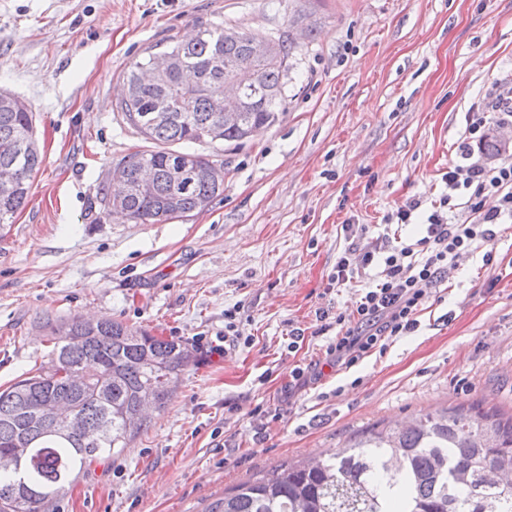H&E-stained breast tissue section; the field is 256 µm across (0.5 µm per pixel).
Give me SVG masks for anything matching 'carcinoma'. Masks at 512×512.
Returning a JSON list of instances; mask_svg holds the SVG:
<instances>
[{
    "instance_id": "obj_1",
    "label": "carcinoma",
    "mask_w": 512,
    "mask_h": 512,
    "mask_svg": "<svg viewBox=\"0 0 512 512\" xmlns=\"http://www.w3.org/2000/svg\"><path fill=\"white\" fill-rule=\"evenodd\" d=\"M226 27L205 28L166 53L173 69L167 82L146 85L139 72L151 58L133 62L126 74L120 109L136 131L162 148L126 156L118 167L127 183L107 179L102 202L134 224H158L209 209L224 192L209 179L214 161L167 144L238 142L257 127H272L284 116L283 90L292 43L276 39L279 51L252 54L256 34ZM185 64L199 82L186 88L178 79ZM246 71L253 83L234 119L216 110L217 97L232 71ZM0 168L16 170L0 187V230L13 223L28 199L42 155L33 112L19 97L0 92ZM150 169L155 190L135 188L142 168ZM51 364L0 389V457L16 445L27 448L20 474L0 467V512H55L74 471H86L106 454L124 447L127 423L146 427V406L157 410L195 362L193 345L163 339L118 320L90 322L80 317L50 327ZM72 404L84 421L73 433L62 419L41 423L44 406ZM409 494L402 496V487ZM207 512H512V416L502 419L477 405L425 413L411 424L370 430L325 458L282 464L265 476L241 483Z\"/></svg>"
}]
</instances>
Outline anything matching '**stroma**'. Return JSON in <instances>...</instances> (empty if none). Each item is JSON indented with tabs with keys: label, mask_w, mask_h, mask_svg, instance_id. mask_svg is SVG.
<instances>
[{
	"label": "stroma",
	"mask_w": 512,
	"mask_h": 512,
	"mask_svg": "<svg viewBox=\"0 0 512 512\" xmlns=\"http://www.w3.org/2000/svg\"><path fill=\"white\" fill-rule=\"evenodd\" d=\"M233 25L287 37L285 115L241 142L198 145L224 164L208 211L115 219L108 174L150 149L119 109L126 72L170 39ZM512 78V0H0V90L36 116L44 163L0 234V389L48 363L47 320L109 317L193 344L162 412L77 476L59 512H206L226 490L459 405L512 414V223L492 264L463 254L417 332L348 369L325 349L358 285L336 259L418 201L425 233L463 164L465 130ZM301 333L289 351L291 332ZM318 375L292 386L294 367Z\"/></svg>",
	"instance_id": "35a3bbf8"
}]
</instances>
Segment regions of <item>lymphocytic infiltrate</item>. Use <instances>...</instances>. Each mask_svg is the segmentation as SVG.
<instances>
[{
	"instance_id": "lymphocytic-infiltrate-1",
	"label": "lymphocytic infiltrate",
	"mask_w": 512,
	"mask_h": 512,
	"mask_svg": "<svg viewBox=\"0 0 512 512\" xmlns=\"http://www.w3.org/2000/svg\"><path fill=\"white\" fill-rule=\"evenodd\" d=\"M450 192L468 193L467 216L449 221L441 212L428 218L424 237L408 244L383 234L374 247L346 249L336 260L335 279L344 284L364 274L374 261L382 269L374 284L362 290L354 309L338 313L339 330L326 346L329 363L351 367L365 355L386 348L389 340L417 331L418 315L433 289L444 282L449 266L473 246L491 242L497 224L512 223V162L488 167L472 162L446 173ZM495 206H487V197Z\"/></svg>"
}]
</instances>
